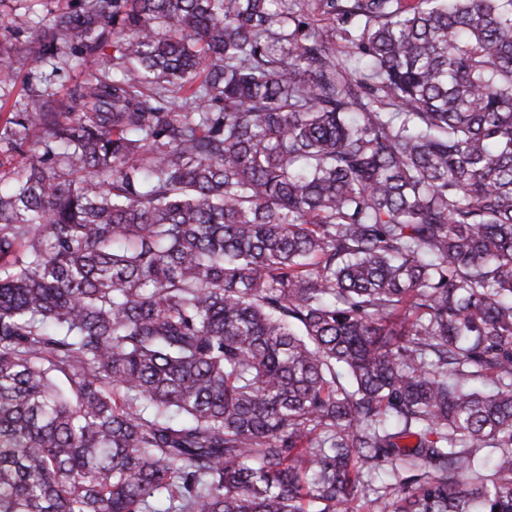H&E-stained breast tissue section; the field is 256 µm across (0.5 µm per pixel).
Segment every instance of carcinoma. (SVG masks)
<instances>
[{
  "label": "carcinoma",
  "mask_w": 512,
  "mask_h": 512,
  "mask_svg": "<svg viewBox=\"0 0 512 512\" xmlns=\"http://www.w3.org/2000/svg\"><path fill=\"white\" fill-rule=\"evenodd\" d=\"M14 23L0 512H512V0ZM112 56V46L106 45L103 50L84 54L79 61H74L73 69L56 63L61 70L51 74V68L31 59L13 58L15 76L12 81L0 83V132L4 137L5 119L10 112L25 111L28 103L27 84L32 83L33 88L47 90L51 98L66 101L71 93L85 80L88 74L100 70ZM46 78V79H45ZM41 80V81H40Z\"/></svg>",
  "instance_id": "1"
}]
</instances>
